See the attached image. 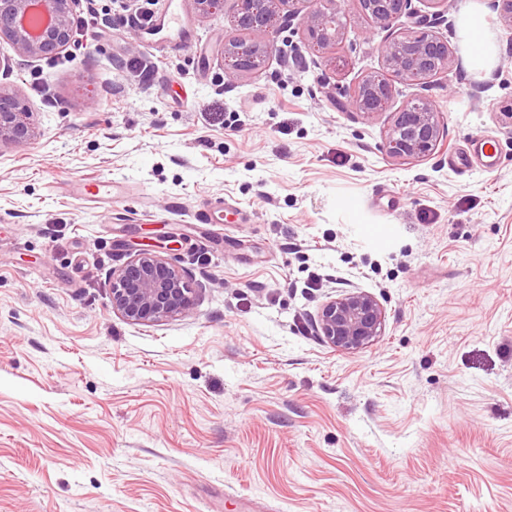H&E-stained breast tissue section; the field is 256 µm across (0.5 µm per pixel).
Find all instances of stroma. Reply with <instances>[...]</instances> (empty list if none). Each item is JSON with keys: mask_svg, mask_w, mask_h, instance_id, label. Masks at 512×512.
<instances>
[{"mask_svg": "<svg viewBox=\"0 0 512 512\" xmlns=\"http://www.w3.org/2000/svg\"><path fill=\"white\" fill-rule=\"evenodd\" d=\"M180 2L188 49L145 47L118 0H82L77 17L105 24L57 55L24 60L0 39V84L35 127L0 147V512H512V26L498 0H452L435 28L448 69L396 84L392 110L425 95L442 130L406 161L384 151L389 112L347 104L386 36L354 23V0L340 66L296 24L250 74L221 55L233 0L205 16ZM471 8L497 54L486 70L469 63ZM94 178L127 201L61 190ZM215 200L223 223L197 225ZM144 243L185 271L189 315L113 312L112 272ZM354 288L385 329L345 353L315 319Z\"/></svg>", "mask_w": 512, "mask_h": 512, "instance_id": "obj_1", "label": "stroma"}]
</instances>
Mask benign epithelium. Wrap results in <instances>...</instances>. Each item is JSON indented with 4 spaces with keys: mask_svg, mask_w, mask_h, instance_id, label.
Instances as JSON below:
<instances>
[{
    "mask_svg": "<svg viewBox=\"0 0 512 512\" xmlns=\"http://www.w3.org/2000/svg\"><path fill=\"white\" fill-rule=\"evenodd\" d=\"M81 0H0V38H6L20 58L34 59L65 50L73 38V16ZM233 29L224 39L225 65L239 73L259 69L271 48V38L299 20L309 42L326 51L341 44L347 23L336 0H234ZM413 0H357V19L388 30L382 46L383 70L361 78L349 106L369 118L389 109L394 83L425 85L448 69L452 52L448 40L426 31L393 28L402 17L421 27L444 18L448 0H425L435 11L421 15ZM34 137L31 112L15 93L0 85V145L23 144ZM441 140L438 112L418 96L393 113L384 150L396 160L424 159ZM192 289L184 272L149 248L136 253L112 272L109 301L112 311L133 324L183 316L191 310ZM385 310L372 294L353 289L325 301L317 328L325 341L353 353L381 335Z\"/></svg>",
    "mask_w": 512,
    "mask_h": 512,
    "instance_id": "benign-epithelium-1",
    "label": "benign epithelium"
}]
</instances>
